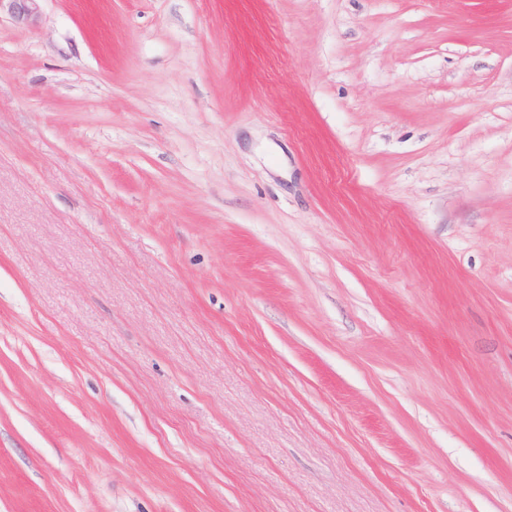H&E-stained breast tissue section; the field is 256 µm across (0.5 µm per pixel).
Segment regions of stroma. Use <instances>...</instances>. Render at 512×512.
Listing matches in <instances>:
<instances>
[{"label": "stroma", "mask_w": 512, "mask_h": 512, "mask_svg": "<svg viewBox=\"0 0 512 512\" xmlns=\"http://www.w3.org/2000/svg\"><path fill=\"white\" fill-rule=\"evenodd\" d=\"M0 512H512V0L1 14Z\"/></svg>", "instance_id": "obj_1"}]
</instances>
